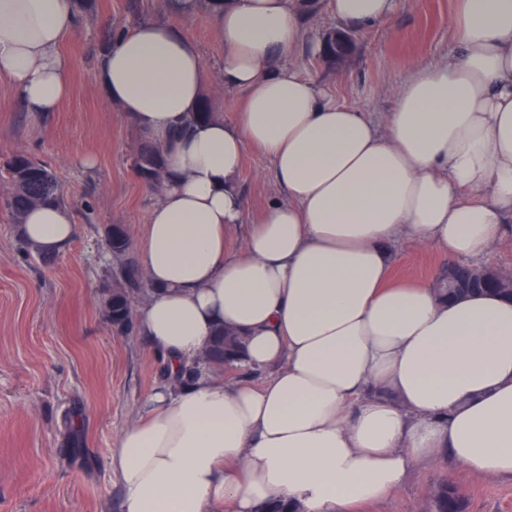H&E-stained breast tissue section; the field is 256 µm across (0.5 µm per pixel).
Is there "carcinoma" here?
<instances>
[{
  "mask_svg": "<svg viewBox=\"0 0 512 512\" xmlns=\"http://www.w3.org/2000/svg\"><path fill=\"white\" fill-rule=\"evenodd\" d=\"M318 55L328 64L334 65L345 58L348 52L343 49V45L336 42V34L333 33L324 39ZM131 168L146 184L154 187L161 185L166 180L162 145L150 135L140 136L131 155ZM1 174L6 175L12 190L9 195L0 199V205L11 214L13 222L18 225L22 224L26 212L37 205L48 202L66 203V197L50 167L24 151L15 153L7 160L0 167ZM103 242L107 252L119 263L117 269L109 270L108 282L102 290L103 313L117 333L127 334L136 326L132 294L142 280L141 273L127 259L130 240L122 226H107L104 229ZM437 281L446 287L450 296L481 289L512 297V289L505 286L494 274L474 275L456 263L448 264L437 276ZM240 347V337L233 331L219 330L209 345L208 357L211 365L223 368L241 364L238 358ZM431 512H464V494L456 487L442 484L433 497Z\"/></svg>",
  "mask_w": 512,
  "mask_h": 512,
  "instance_id": "1",
  "label": "carcinoma"
}]
</instances>
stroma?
<instances>
[{
	"label": "stroma",
	"instance_id": "obj_1",
	"mask_svg": "<svg viewBox=\"0 0 512 512\" xmlns=\"http://www.w3.org/2000/svg\"><path fill=\"white\" fill-rule=\"evenodd\" d=\"M126 0H97L62 47L71 61L70 92L60 109L25 112L0 84V162L18 151L49 163L78 224L74 240L46 266L29 254L11 215L0 208V512H122L123 489L111 471L113 444L143 414L164 363L138 333L118 334L100 303L111 259L107 225H123L137 258L149 211L158 198L130 166L139 131L100 91L95 68L108 29L130 25ZM456 0H401L382 24L359 30L346 66H325L299 47L282 59L340 101L375 117L394 104L395 89L414 64L457 50L451 22ZM198 44L206 96L225 116L243 94L220 77L224 45L207 13L176 18ZM239 188L247 219L276 197L270 160L251 148ZM400 280H434L449 261L413 242L393 247ZM460 487L465 512H512V477L467 472L442 455L413 465L405 483L360 512H428L440 483Z\"/></svg>",
	"mask_w": 512,
	"mask_h": 512
}]
</instances>
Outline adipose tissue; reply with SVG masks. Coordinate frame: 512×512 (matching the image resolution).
I'll return each instance as SVG.
<instances>
[{
    "mask_svg": "<svg viewBox=\"0 0 512 512\" xmlns=\"http://www.w3.org/2000/svg\"><path fill=\"white\" fill-rule=\"evenodd\" d=\"M397 0H330L348 29ZM207 10L224 45L220 78L245 94L231 118L179 136L203 99L191 37L144 20L99 54L96 80L136 128L161 140L167 179L143 232L153 287L137 328L172 376L110 457L123 512H354L441 454L512 476V300L443 298L395 284L393 245L451 257L490 252L512 223V0H459L456 56L414 65L375 120L280 59L305 36L302 0H165ZM77 0H0V81L26 111L67 98L62 52ZM271 161L282 196L245 222L244 153ZM245 225L241 253L226 239ZM77 233L69 206L30 209L22 235L55 253ZM244 338L260 385L199 362L219 326Z\"/></svg>",
    "mask_w": 512,
    "mask_h": 512,
    "instance_id": "1",
    "label": "adipose tissue"
}]
</instances>
